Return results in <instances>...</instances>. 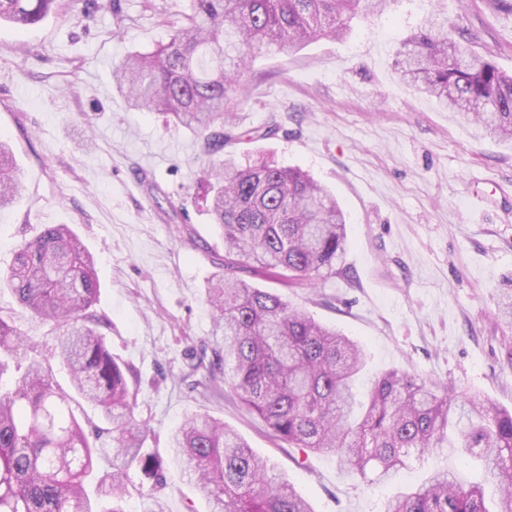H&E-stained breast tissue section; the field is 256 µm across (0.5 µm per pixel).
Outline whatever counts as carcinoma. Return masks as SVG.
I'll return each mask as SVG.
<instances>
[{
    "label": "carcinoma",
    "instance_id": "carcinoma-1",
    "mask_svg": "<svg viewBox=\"0 0 512 512\" xmlns=\"http://www.w3.org/2000/svg\"><path fill=\"white\" fill-rule=\"evenodd\" d=\"M390 0H188L169 40L126 56L113 71L128 106L158 112L196 137L209 162L197 177L212 223L224 239L205 295L215 311L213 353L224 363V387L270 433L293 448L331 451L368 486L388 481L425 454L470 456L484 483L512 512V411L477 396L440 388L392 369L361 398L363 348L292 308L244 275L271 276L286 288H314L339 276L346 217L336 196L299 168L261 164L240 169L224 148L276 136V122L238 131L224 108L248 63L272 50L340 39L364 11ZM512 24V0H487ZM60 0H0V21L31 26L58 11ZM466 29L436 12L396 51L399 79L436 98L482 136L512 142V74L469 50ZM20 194L16 162L0 139V207ZM0 288L55 332L54 356L75 394L61 390L52 367L28 361L0 385V512H127V470L160 480L163 460L142 445L146 426L130 400L128 366L112 356L92 311L98 292L94 258L66 224L23 242ZM29 347L10 313L0 312V380L8 358ZM97 408L112 425V473L105 503L90 499L86 478L99 448L73 406ZM170 448L209 512H313L295 487L223 421L187 417ZM381 512H490L484 487L445 467L422 484L388 497Z\"/></svg>",
    "mask_w": 512,
    "mask_h": 512
}]
</instances>
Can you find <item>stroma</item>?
<instances>
[{
    "mask_svg": "<svg viewBox=\"0 0 512 512\" xmlns=\"http://www.w3.org/2000/svg\"><path fill=\"white\" fill-rule=\"evenodd\" d=\"M450 23L474 31L472 51L512 74V25L485 0H444ZM187 0H95L89 17L60 12L26 28L0 23V138L19 168L20 197L0 209V271L42 226L69 225L95 258L93 306L116 360L133 369L145 452L163 479L128 470L129 512H208L168 438L208 413L236 429L294 483L314 512H380L424 481L436 459L369 489L328 451L274 440L230 393L187 375L213 364L205 288L224 241L192 203L203 162L186 129L127 107L112 71L128 53L167 42ZM430 0H394L343 40L257 58L227 104L240 129L273 120L277 136L232 150L242 165L298 167L329 187L347 221L345 276L318 289L254 284L359 341L369 387L396 368L512 410V146L479 136L434 98L402 82L394 54ZM183 207L172 215L170 203Z\"/></svg>",
    "mask_w": 512,
    "mask_h": 512,
    "instance_id": "stroma-1",
    "label": "stroma"
}]
</instances>
